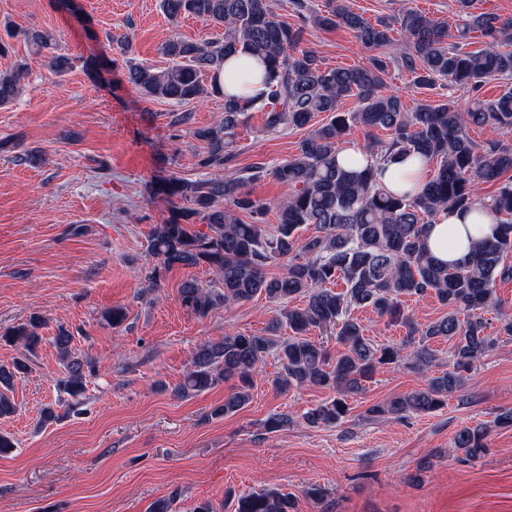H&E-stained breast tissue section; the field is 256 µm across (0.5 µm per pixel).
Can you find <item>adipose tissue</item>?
<instances>
[{
  "instance_id": "ef3b65f1",
  "label": "adipose tissue",
  "mask_w": 512,
  "mask_h": 512,
  "mask_svg": "<svg viewBox=\"0 0 512 512\" xmlns=\"http://www.w3.org/2000/svg\"><path fill=\"white\" fill-rule=\"evenodd\" d=\"M262 68V63L252 57L228 58L224 66L225 74L231 77L228 89L247 99L260 97L265 90L260 76ZM377 176L379 182L394 193L419 192L426 181L423 165L411 159L379 165ZM493 229V221L488 215L444 212L430 226L426 244L437 259L453 264L464 260L475 241L491 234Z\"/></svg>"
}]
</instances>
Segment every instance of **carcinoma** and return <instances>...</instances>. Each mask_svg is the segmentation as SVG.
Returning <instances> with one entry per match:
<instances>
[{"instance_id": "cac0c4a2", "label": "carcinoma", "mask_w": 512, "mask_h": 512, "mask_svg": "<svg viewBox=\"0 0 512 512\" xmlns=\"http://www.w3.org/2000/svg\"><path fill=\"white\" fill-rule=\"evenodd\" d=\"M300 18L296 26L281 18L272 0H161L172 20L193 15L224 26V37L194 42L171 37L161 51L169 64L161 69L139 61L125 37L120 45L128 81L144 96L176 103L194 101L206 94L224 99V116L213 126L196 131L206 142L204 167L222 168L233 157L236 130L247 113H264L270 131L306 128L298 154L268 169L262 165L248 176L227 172L203 180L175 175L158 178L154 194L165 198L176 216L155 226L150 250L160 271L205 264L220 275V289L188 281L180 290L183 307L205 316L220 304L245 302L263 294L277 304V313L262 334L229 332L218 342L207 341L196 350L192 366L173 395L185 398L220 382H232L224 404L213 408L206 419L221 418L244 408L251 400L254 377L262 372L266 356L275 353L280 369L270 380L274 390L287 393L317 387L331 396L304 415L312 427L336 425L349 412L348 398L363 391L365 383L382 368L404 365L427 377L426 387L382 404L367 413L376 418H407L430 413L446 405L448 395L461 390L475 367L496 343L487 333L481 316L502 301L499 282L512 280V148L498 141L475 142L472 126L491 125L512 135V91L495 99L475 98L461 110L448 100L419 103L413 110L400 97L385 91L386 58L373 55L368 64L348 68L323 65L311 50L300 47L304 24L342 26L361 44L378 49L392 41L391 23L370 22L346 0H327L326 14L292 0ZM473 31L487 38L485 46L465 50L464 40ZM405 41L398 64L413 77L418 89L434 90L437 82L464 85L477 93L486 79L512 74V19L492 13L466 12L458 23L459 41L448 43L447 26L428 14L407 11L400 22ZM9 36L23 37L36 50L51 48L47 31L21 29ZM245 54L264 64L261 99H243L224 92L220 76L231 55ZM24 69L0 72V108L10 106L23 91ZM354 98L356 108L343 112V100ZM325 114V121L313 120ZM354 126L367 134L387 132L363 152L356 165L338 159L340 143ZM409 157L432 166L422 192L398 196L377 180L378 165ZM272 175L292 188L284 200H261L246 190L247 183ZM497 186L492 195L481 196V186ZM486 212L495 221L494 232L478 242L463 263L448 265L426 248L429 224L444 211ZM275 212L274 231L266 230V216ZM248 215L245 222L238 214ZM202 222L197 227L194 221ZM310 226L307 237L299 229ZM281 264L275 276L266 269ZM341 283L340 292L333 285ZM432 294L448 313L429 324H420L403 313L406 297ZM304 302L291 307L295 297ZM371 308L397 320L405 328L400 343L380 344L364 333L352 311ZM43 321L32 316L5 329L0 338L21 344L34 353L43 341ZM288 335H280L282 328ZM329 332L340 349H331L312 332ZM453 342L451 366L435 376V355L430 342ZM72 336L61 328L52 342L65 363L64 391L73 399L85 392L86 371L91 362L73 354ZM28 362L18 359L12 368L0 366V417L15 412L5 391L14 378L26 373ZM293 424L285 413L269 416L264 429L275 433ZM489 429L464 427L455 436L456 448L468 458L487 448ZM295 502L286 493L263 490L241 494L234 512H293Z\"/></svg>"}]
</instances>
